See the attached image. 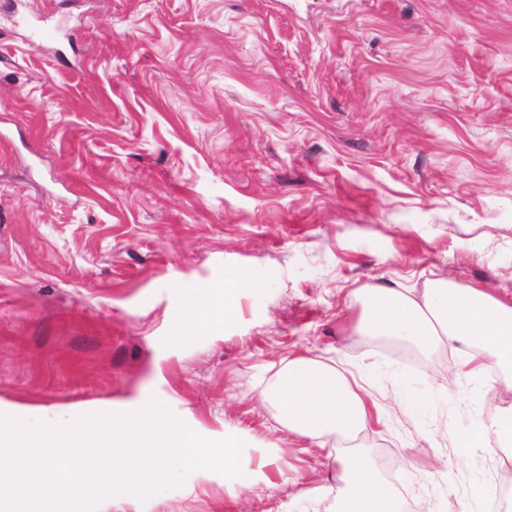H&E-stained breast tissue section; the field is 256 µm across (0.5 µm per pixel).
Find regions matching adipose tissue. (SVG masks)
Returning <instances> with one entry per match:
<instances>
[{"instance_id": "adipose-tissue-1", "label": "adipose tissue", "mask_w": 512, "mask_h": 512, "mask_svg": "<svg viewBox=\"0 0 512 512\" xmlns=\"http://www.w3.org/2000/svg\"><path fill=\"white\" fill-rule=\"evenodd\" d=\"M243 282L228 280L205 288L193 308L203 318L233 320ZM356 331L362 336L404 337L423 351L445 344L468 359V377L479 378L487 363L512 370V304L477 288L440 279L422 292L369 288L361 298ZM361 384L307 358L289 361L261 393L289 432L322 441L363 430L370 417ZM342 494L338 512H399V503L379 480L372 460L340 452Z\"/></svg>"}]
</instances>
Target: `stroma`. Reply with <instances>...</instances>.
<instances>
[{
    "label": "stroma",
    "mask_w": 512,
    "mask_h": 512,
    "mask_svg": "<svg viewBox=\"0 0 512 512\" xmlns=\"http://www.w3.org/2000/svg\"><path fill=\"white\" fill-rule=\"evenodd\" d=\"M438 278L512 300V0H0V406L244 436L241 483L97 512H336L335 455L261 399L299 356L364 379L402 512H483L512 452L453 443L512 372L450 391L455 351L355 331L360 289ZM230 279L235 321L196 315Z\"/></svg>",
    "instance_id": "obj_1"
}]
</instances>
